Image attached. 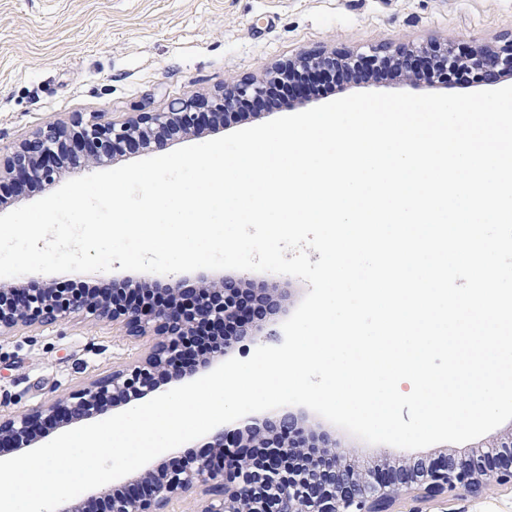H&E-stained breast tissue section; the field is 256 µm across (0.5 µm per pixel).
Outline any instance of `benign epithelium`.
Here are the masks:
<instances>
[{"label":"benign epithelium","instance_id":"7a95c632","mask_svg":"<svg viewBox=\"0 0 512 512\" xmlns=\"http://www.w3.org/2000/svg\"><path fill=\"white\" fill-rule=\"evenodd\" d=\"M467 66L476 78L495 84L512 73V40L499 46H460L431 41L419 45L371 46L364 51H324L289 58L263 77H245L210 97L187 95L162 112H138L121 122L99 114L76 113L50 123L0 153V185L37 181L52 186L65 166L73 171L112 165L123 152L162 151L167 138L188 135L202 126L218 129L244 105L261 103L288 84L304 93L303 77L342 66L393 67L416 76L441 66ZM40 288L31 282L0 287V337L21 329L82 320L110 322L126 336L145 338L144 352L50 403L0 415V441L22 449L32 444L34 427L64 426L105 419L113 407L130 405L160 391L165 383L195 378L245 339L272 326L282 308L275 285L242 279L201 277L191 283L170 276L140 281L124 289ZM205 451L139 471L119 488L103 485L58 512H176L174 505L196 491L197 512H394L405 497L419 504L449 493L477 492L487 485L512 488V437L483 447L450 453L419 472L411 464L392 470L383 452L363 457L341 445L335 434L288 408L235 428H221L203 444Z\"/></svg>","mask_w":512,"mask_h":512}]
</instances>
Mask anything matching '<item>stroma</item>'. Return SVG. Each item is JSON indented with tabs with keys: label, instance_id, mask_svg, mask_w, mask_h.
<instances>
[{
	"label": "stroma",
	"instance_id": "1",
	"mask_svg": "<svg viewBox=\"0 0 512 512\" xmlns=\"http://www.w3.org/2000/svg\"><path fill=\"white\" fill-rule=\"evenodd\" d=\"M512 40V0H0V149L76 112L122 120L213 95L303 52ZM396 75L361 92L472 93ZM144 341L80 320L0 338V414L52 400L136 359ZM430 512H512V490L459 491Z\"/></svg>",
	"mask_w": 512,
	"mask_h": 512
}]
</instances>
